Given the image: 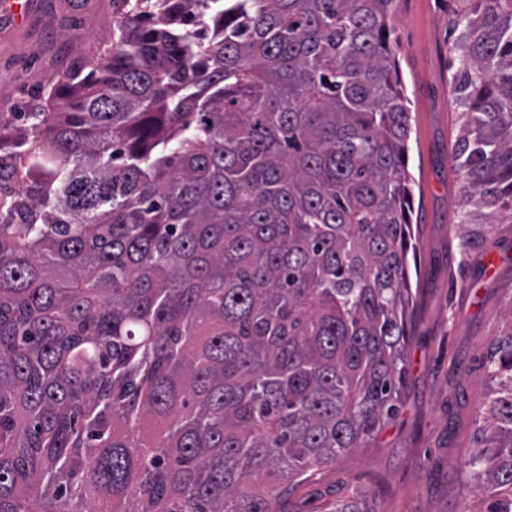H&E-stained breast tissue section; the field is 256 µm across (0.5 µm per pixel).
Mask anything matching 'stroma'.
I'll use <instances>...</instances> for the list:
<instances>
[{"instance_id": "obj_1", "label": "stroma", "mask_w": 512, "mask_h": 512, "mask_svg": "<svg viewBox=\"0 0 512 512\" xmlns=\"http://www.w3.org/2000/svg\"><path fill=\"white\" fill-rule=\"evenodd\" d=\"M26 17L0 10V108L12 125L46 95L51 79L111 48L120 0H28ZM459 0H396L391 22L412 128L415 179L410 262L415 295L402 400L367 447L341 458L297 493L304 512L339 499L361 512H486L463 494L461 462L472 448L491 381L487 356L512 331V223L475 217L461 225L463 196L451 162L460 106L448 90L459 65L451 24Z\"/></svg>"}]
</instances>
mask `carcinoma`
Segmentation results:
<instances>
[{
	"mask_svg": "<svg viewBox=\"0 0 512 512\" xmlns=\"http://www.w3.org/2000/svg\"><path fill=\"white\" fill-rule=\"evenodd\" d=\"M0 121V512H299L397 412L413 307L394 0H121ZM454 168L512 214V0L462 9ZM462 462L512 512V332Z\"/></svg>",
	"mask_w": 512,
	"mask_h": 512,
	"instance_id": "cac0c4a2",
	"label": "carcinoma"
}]
</instances>
